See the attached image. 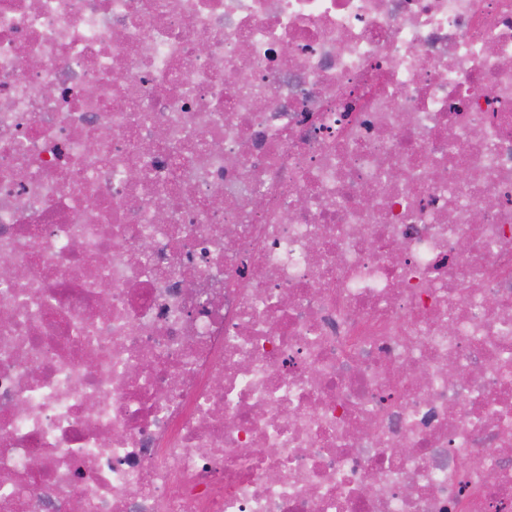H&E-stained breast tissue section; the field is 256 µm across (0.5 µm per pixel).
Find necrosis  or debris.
<instances>
[{
    "label": "necrosis or debris",
    "instance_id": "obj_1",
    "mask_svg": "<svg viewBox=\"0 0 512 512\" xmlns=\"http://www.w3.org/2000/svg\"><path fill=\"white\" fill-rule=\"evenodd\" d=\"M0 260V512H512V0H0Z\"/></svg>",
    "mask_w": 512,
    "mask_h": 512
}]
</instances>
